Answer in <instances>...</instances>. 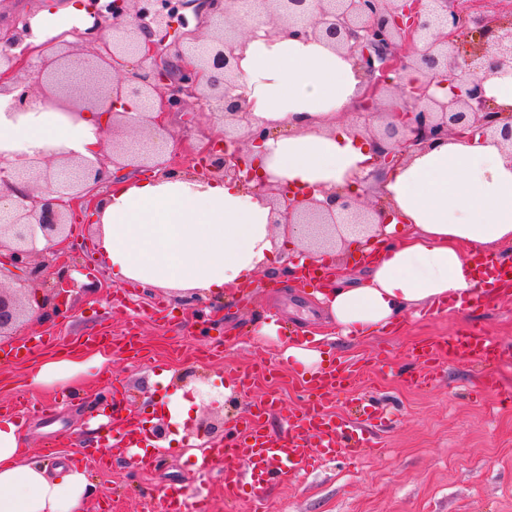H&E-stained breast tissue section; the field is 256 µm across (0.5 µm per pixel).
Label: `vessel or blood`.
Instances as JSON below:
<instances>
[{"label":"vessel or blood","mask_w":512,"mask_h":512,"mask_svg":"<svg viewBox=\"0 0 512 512\" xmlns=\"http://www.w3.org/2000/svg\"><path fill=\"white\" fill-rule=\"evenodd\" d=\"M479 280L494 288L512 291V266L494 257L478 263ZM499 348L495 339L485 333L466 331L449 339H437L417 347L416 356L424 365L435 367L447 357L496 358ZM361 372L357 363L342 361L314 377H304V404L282 412L275 397L254 402L238 419L229 440L206 449L197 464L200 468H219L224 482V497L235 500L258 488L287 482L296 470L316 468L322 457L347 454L350 449H373L379 441L367 425L380 420L381 411L373 401L363 405L364 421H352L328 412L326 403L338 392L350 391ZM282 413L287 426L281 436L271 435L267 419ZM247 449L243 465L231 464L238 449Z\"/></svg>","instance_id":"b4317fda"}]
</instances>
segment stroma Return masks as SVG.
<instances>
[{
	"mask_svg": "<svg viewBox=\"0 0 512 512\" xmlns=\"http://www.w3.org/2000/svg\"><path fill=\"white\" fill-rule=\"evenodd\" d=\"M223 126L219 113L192 105L172 115L165 136L181 150ZM95 235V225H71L65 257L40 255V291H48L58 276L79 282L88 274L96 289L77 291L70 313L33 316L24 334L45 337L49 354L74 352V341L82 336L109 335L115 350L108 366L90 371L69 392L62 386L31 388L34 361L0 358V406L23 397L37 408L50 407L20 420L29 455L50 466L61 458L79 463L85 441L95 436L90 420L98 412V399L110 396L115 378L126 388L122 407L145 417L168 389L153 382V375L166 370L173 375L172 387L192 383L207 388L224 405L223 422L206 436L214 444L223 442L238 414L259 398L273 393L286 406H295L302 400L291 378L296 364H284L274 345L253 334L272 319L293 335L318 338L332 360L365 359L355 394L375 396L389 423L384 446L375 455L328 459L315 472L267 488L261 500L245 498L230 506L216 473L195 470L186 449H168L148 469L110 457L85 465L95 486L85 512H162L165 491L183 495L186 512H512V294L481 297L465 310L408 314L389 333L353 341L327 325L313 297L315 283L285 274L287 254L235 297L200 302L113 280L92 247ZM465 330L494 336L500 344L497 360L485 368L472 359H453L426 387L412 386L410 379L419 369L415 344ZM130 334L138 336L142 356L123 351ZM261 362L287 365L289 372L276 387L261 382L224 396V381ZM485 370L496 383L486 394L480 384Z\"/></svg>",
	"mask_w": 512,
	"mask_h": 512,
	"instance_id": "stroma-1",
	"label": "stroma"
}]
</instances>
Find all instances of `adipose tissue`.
I'll use <instances>...</instances> for the list:
<instances>
[{"mask_svg": "<svg viewBox=\"0 0 512 512\" xmlns=\"http://www.w3.org/2000/svg\"><path fill=\"white\" fill-rule=\"evenodd\" d=\"M87 18L77 0L64 12L45 8L32 23L33 43L71 31ZM245 31L237 84L252 127L268 138L254 155L260 172L294 191L363 194L372 143L342 117L361 94L354 59L325 41L271 33L265 17L240 12ZM11 87L0 90V154L76 153L92 157L104 122L100 113L75 121L55 102L33 98L14 116ZM109 186L96 218L104 261L119 281L184 295H219L252 281L283 245L264 198L238 183L183 172L142 177L106 170ZM381 195L391 220L366 251L365 277L338 279L318 291L328 322L344 337L367 338L393 327L406 311L471 299L478 291L470 255L512 246V154L501 141L454 137L414 153L384 174ZM277 322L257 332L280 343L284 358L318 374L322 351L309 341L278 336ZM107 358L95 353L44 359L29 376L34 388L66 385ZM20 424L0 421V512H84L95 488L75 466L23 454Z\"/></svg>", "mask_w": 512, "mask_h": 512, "instance_id": "adipose-tissue-1", "label": "adipose tissue"}]
</instances>
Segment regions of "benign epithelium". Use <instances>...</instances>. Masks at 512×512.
Instances as JSON below:
<instances>
[{"mask_svg": "<svg viewBox=\"0 0 512 512\" xmlns=\"http://www.w3.org/2000/svg\"><path fill=\"white\" fill-rule=\"evenodd\" d=\"M271 31L283 28L297 37L326 41L356 58L362 75V108L370 109L391 76L413 70L429 77L404 87L409 100L384 113L383 131H362L376 143V177L399 166L412 152L452 135L466 139L479 132L512 147V109L488 99L479 73H512V14L495 22L461 14L453 0H255ZM235 0H90V31L99 33L92 54L71 60L60 53L63 37L39 46L32 36L31 15L18 17L0 33V85L17 91L12 109L27 111L30 86L17 78L31 69L53 85L55 97L68 101L64 111L81 119L87 112L108 116L103 130H150L148 136L112 142V154L79 156L25 154L10 160L0 155V184L26 186L17 198L0 196V337H11L27 324L33 305L29 293L40 279L35 263L43 252L60 255L73 212L92 211L107 167L151 173L178 171L159 132L165 115L180 112L193 101L216 106L224 116V131L197 158L198 168L219 174L265 196L277 215L276 224L297 227L306 241L334 248L344 235L371 237L382 207L366 205L359 195L332 194L322 202L300 199L288 188L256 174L249 160L252 147L263 142L248 128L244 97L235 93L240 41L231 22ZM472 24L478 33L475 51L461 55L454 36ZM451 86L452 94L437 99L432 80ZM146 101V109L131 114L127 100ZM45 246L37 249L36 238ZM72 284L59 280L45 301L66 306Z\"/></svg>", "mask_w": 512, "mask_h": 512, "instance_id": "1", "label": "benign epithelium"}]
</instances>
